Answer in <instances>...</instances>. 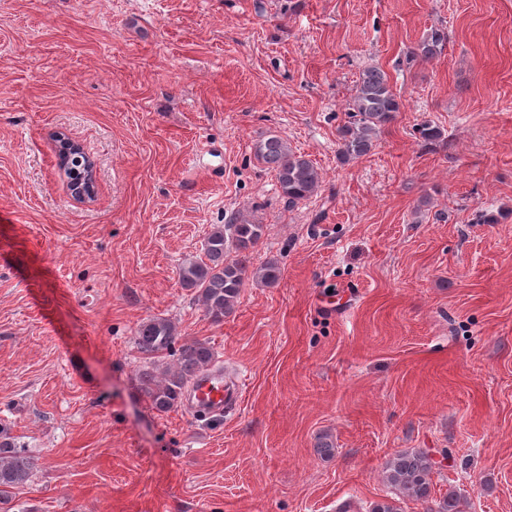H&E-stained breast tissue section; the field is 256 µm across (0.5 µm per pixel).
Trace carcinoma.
<instances>
[{
  "label": "carcinoma",
  "mask_w": 512,
  "mask_h": 512,
  "mask_svg": "<svg viewBox=\"0 0 512 512\" xmlns=\"http://www.w3.org/2000/svg\"><path fill=\"white\" fill-rule=\"evenodd\" d=\"M447 43L445 30L432 29L413 48L411 58L432 59L443 52ZM400 107V97L385 71L374 65L362 70L349 102L351 121L339 130L340 160L346 163L367 155ZM254 154L275 173L288 205L307 200L318 191L322 182L320 171L310 159L296 153L284 138L269 135L255 145ZM265 231L264 224L234 217L207 233L202 244L203 257L188 260L179 267L181 285L198 292L205 314L213 321L221 322L233 313L248 279L267 286L279 282L281 268L275 261L250 268V254ZM178 339L176 326L161 317L143 320L136 331L138 349L148 359L136 376L137 389L160 413L181 404L188 384L213 359L207 342L186 339L178 349L174 364L157 373L160 358ZM434 466L431 454L422 448L395 454L384 467V481L392 495L373 503L369 512H401L398 502L402 498L427 504L426 512H463L460 498L451 489L443 497L433 498ZM32 469L29 459L14 449L9 430L0 426V512H10L7 504L14 491L28 483Z\"/></svg>",
  "instance_id": "cac0c4a2"
}]
</instances>
